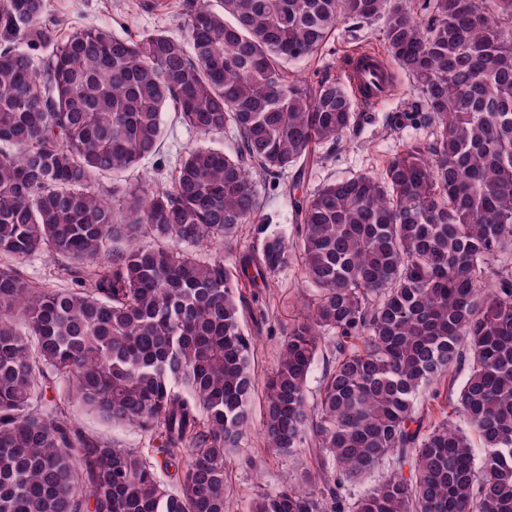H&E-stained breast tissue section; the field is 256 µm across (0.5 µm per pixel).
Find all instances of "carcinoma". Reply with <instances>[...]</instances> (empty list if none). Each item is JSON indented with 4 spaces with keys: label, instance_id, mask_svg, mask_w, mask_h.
Wrapping results in <instances>:
<instances>
[{
    "label": "carcinoma",
    "instance_id": "1",
    "mask_svg": "<svg viewBox=\"0 0 512 512\" xmlns=\"http://www.w3.org/2000/svg\"><path fill=\"white\" fill-rule=\"evenodd\" d=\"M186 37H62L46 0H0V512H227L226 455L251 427L253 339L240 288L296 259L311 301L265 382L262 434L309 443L321 490L251 512H512V0H185ZM342 24L382 33L427 141L378 174L296 195L319 150L360 127L348 89L288 62ZM173 107L199 137L171 179L122 174L156 154ZM112 177V198L89 191ZM288 194L297 236L268 229L259 184ZM256 225L228 268L194 250ZM153 238L169 247L143 244ZM82 270L35 288L15 264ZM314 406L311 369L323 351ZM464 382L459 421L416 395ZM149 430L152 456L96 443L47 398ZM481 457H476L474 441ZM180 467L170 491L157 470ZM387 474L350 502L341 491Z\"/></svg>",
    "mask_w": 512,
    "mask_h": 512
}]
</instances>
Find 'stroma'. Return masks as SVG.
Returning <instances> with one entry per match:
<instances>
[{
    "mask_svg": "<svg viewBox=\"0 0 512 512\" xmlns=\"http://www.w3.org/2000/svg\"><path fill=\"white\" fill-rule=\"evenodd\" d=\"M143 0H49L50 17L61 19L64 32L95 25L121 37H138L156 30L178 36L184 29L181 14L182 0H164L163 6L144 9ZM355 53L353 40L346 28H339L334 43L313 58L290 63L289 68L299 75L327 70L337 81H344V64ZM413 98L410 81L398 75L393 97L366 107L365 119L357 137L339 148L322 153L319 161L305 173L302 190L311 193L322 184L379 173L387 161L399 153L412 139H426L427 127L409 124L395 129L390 118L403 111ZM165 134L157 156L144 160L136 169L127 172L132 182H151L160 179L159 160H173L175 155L196 146L194 134L186 130L174 112L164 116ZM24 277L41 288H68L73 275L64 260L44 254L27 258L20 266ZM242 320L245 330L255 339L254 371L257 381H264L274 368L286 328L302 309L309 295L303 282L300 265H293L270 282L269 287L243 286ZM75 428L89 438L114 447L147 452L153 445L151 434L131 425H113L95 414L72 406L68 409ZM317 463L309 448L292 452L269 451L259 427H252L238 448L228 454L226 470L229 492L228 512H248L253 498L262 492H273L286 483H304L307 474L315 472Z\"/></svg>",
    "mask_w": 512,
    "mask_h": 512,
    "instance_id": "1",
    "label": "stroma"
}]
</instances>
